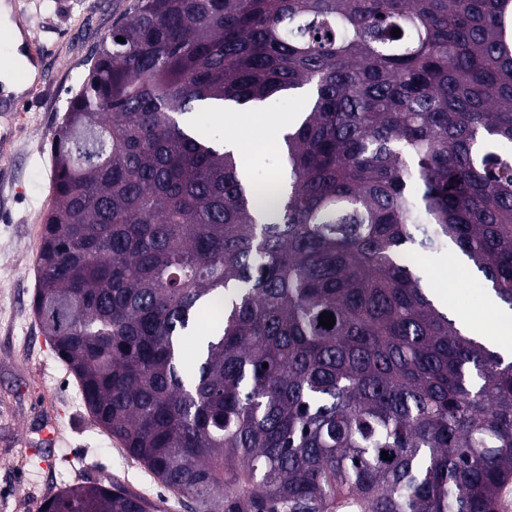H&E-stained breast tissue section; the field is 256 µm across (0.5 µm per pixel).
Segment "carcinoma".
Listing matches in <instances>:
<instances>
[{
    "label": "carcinoma",
    "instance_id": "1",
    "mask_svg": "<svg viewBox=\"0 0 512 512\" xmlns=\"http://www.w3.org/2000/svg\"><path fill=\"white\" fill-rule=\"evenodd\" d=\"M299 89L268 183L196 117ZM51 150L34 314L188 512H497L512 360L414 257L454 246L512 310V0H134Z\"/></svg>",
    "mask_w": 512,
    "mask_h": 512
}]
</instances>
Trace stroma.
<instances>
[{
    "label": "stroma",
    "instance_id": "35a3bbf8",
    "mask_svg": "<svg viewBox=\"0 0 512 512\" xmlns=\"http://www.w3.org/2000/svg\"><path fill=\"white\" fill-rule=\"evenodd\" d=\"M134 0H12L11 17L26 21L45 49V84L31 83V108L0 127L22 126L10 149L16 159L0 184V512H38L40 504L81 483L114 485L141 496L148 512H186L177 495L101 432L82 406L74 378L59 363L32 309L39 245L36 231L52 197L50 142L90 66L92 52ZM303 96L235 108L233 125L203 113V127L247 146L244 167L276 174L277 143L265 140L271 112L295 113ZM427 277L448 276L452 315L467 314L486 338L499 330L486 305L484 280L447 253L423 254Z\"/></svg>",
    "mask_w": 512,
    "mask_h": 512
}]
</instances>
